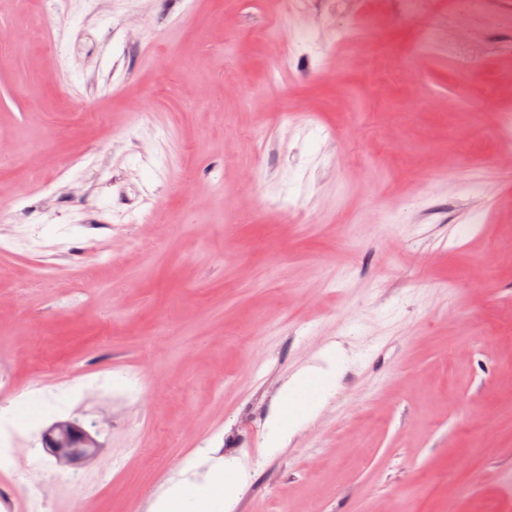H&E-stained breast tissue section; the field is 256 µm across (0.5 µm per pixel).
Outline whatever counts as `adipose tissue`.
<instances>
[{
	"mask_svg": "<svg viewBox=\"0 0 512 512\" xmlns=\"http://www.w3.org/2000/svg\"><path fill=\"white\" fill-rule=\"evenodd\" d=\"M336 352L325 357V366L297 373L285 386L273 416V431L268 445L280 447L302 423L322 407L327 389L336 380ZM245 478L236 466L225 465L201 485H177L162 493L154 502L152 512H230V489Z\"/></svg>",
	"mask_w": 512,
	"mask_h": 512,
	"instance_id": "adipose-tissue-1",
	"label": "adipose tissue"
}]
</instances>
